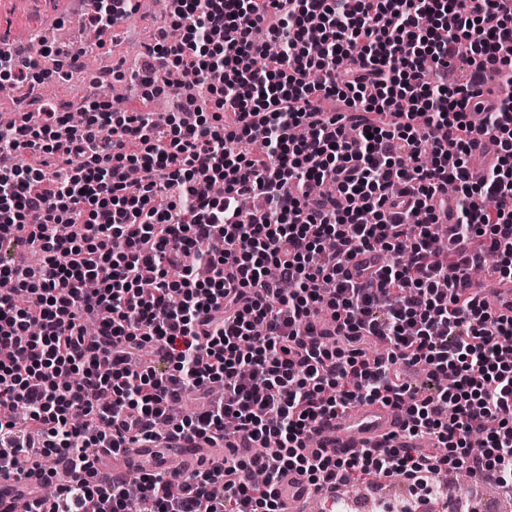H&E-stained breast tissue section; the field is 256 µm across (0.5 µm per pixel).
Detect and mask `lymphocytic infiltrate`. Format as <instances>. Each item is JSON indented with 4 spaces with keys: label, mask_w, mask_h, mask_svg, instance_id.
Listing matches in <instances>:
<instances>
[{
    "label": "lymphocytic infiltrate",
    "mask_w": 512,
    "mask_h": 512,
    "mask_svg": "<svg viewBox=\"0 0 512 512\" xmlns=\"http://www.w3.org/2000/svg\"><path fill=\"white\" fill-rule=\"evenodd\" d=\"M172 2L133 75L142 101L173 92L166 124L97 99L78 125L43 106L0 128V276L25 298L0 294V401L23 409L0 418V478L38 512H136L127 483L99 482L102 452L193 436L241 449L176 495L139 477L147 512H283L289 469L402 475L401 512L442 493L441 471L512 497V319L466 292L477 269L512 281V7ZM484 138L498 158L474 181ZM23 244L38 267L16 264ZM363 251L386 260L349 272ZM378 399L432 447L310 449L319 420ZM42 455L66 474L50 496Z\"/></svg>",
    "instance_id": "lymphocytic-infiltrate-1"
}]
</instances>
